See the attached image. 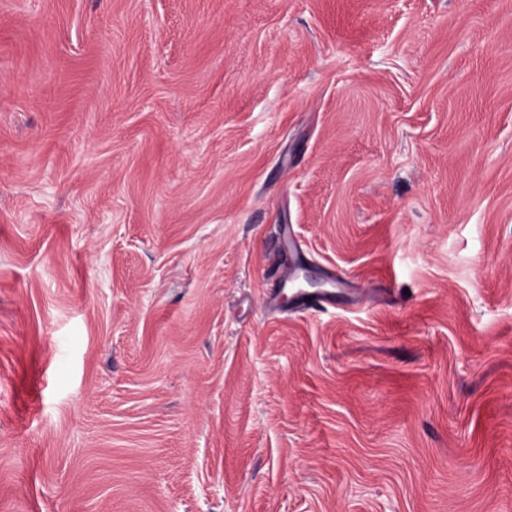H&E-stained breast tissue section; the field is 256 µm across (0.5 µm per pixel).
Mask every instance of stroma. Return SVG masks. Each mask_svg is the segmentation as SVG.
<instances>
[{
    "label": "stroma",
    "instance_id": "35a3bbf8",
    "mask_svg": "<svg viewBox=\"0 0 512 512\" xmlns=\"http://www.w3.org/2000/svg\"><path fill=\"white\" fill-rule=\"evenodd\" d=\"M0 512H512V0H0Z\"/></svg>",
    "mask_w": 512,
    "mask_h": 512
}]
</instances>
